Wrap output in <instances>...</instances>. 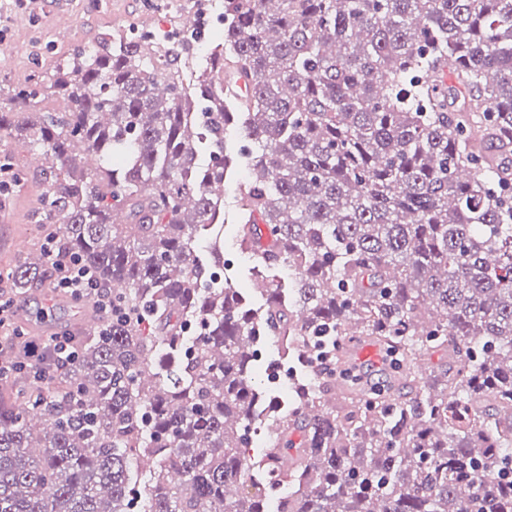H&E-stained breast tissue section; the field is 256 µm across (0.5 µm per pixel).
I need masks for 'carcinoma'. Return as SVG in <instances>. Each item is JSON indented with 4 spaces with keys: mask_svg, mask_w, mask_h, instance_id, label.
Wrapping results in <instances>:
<instances>
[{
    "mask_svg": "<svg viewBox=\"0 0 512 512\" xmlns=\"http://www.w3.org/2000/svg\"><path fill=\"white\" fill-rule=\"evenodd\" d=\"M265 2L224 0L189 81L169 38H102L58 67L64 109L39 74L0 108L50 160L44 222L131 318L0 387V512H512V0ZM238 165L236 242L288 271L256 306L204 240ZM48 273L15 268L19 297ZM351 335L396 361L338 405L312 354L340 369ZM266 336L304 374L285 407Z\"/></svg>",
    "mask_w": 512,
    "mask_h": 512,
    "instance_id": "carcinoma-1",
    "label": "carcinoma"
}]
</instances>
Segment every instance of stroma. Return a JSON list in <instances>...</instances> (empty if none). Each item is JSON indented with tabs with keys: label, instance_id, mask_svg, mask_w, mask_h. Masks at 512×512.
Segmentation results:
<instances>
[{
	"label": "stroma",
	"instance_id": "obj_1",
	"mask_svg": "<svg viewBox=\"0 0 512 512\" xmlns=\"http://www.w3.org/2000/svg\"><path fill=\"white\" fill-rule=\"evenodd\" d=\"M72 16L69 26H59L58 8ZM196 17L197 51L188 68L204 63L215 38L223 28L224 0H44L41 11L12 18L5 43H0V87L28 81L34 72L51 77L61 62L78 44L100 37H131L145 33L159 35L181 30L185 14ZM12 152L25 163L22 181L13 193L0 199V272L10 271L33 256L43 235L38 224L47 197L44 169L28 166L29 146L8 138L0 139V152ZM21 238V249H13L14 238ZM224 277L235 287L247 291L251 301H259L258 283L264 274L254 272L246 256L241 255L232 237L224 239ZM25 306L31 316L48 315L51 332L79 333L78 317L82 306L67 301L64 308L51 306L49 287L29 292Z\"/></svg>",
	"mask_w": 512,
	"mask_h": 512
}]
</instances>
